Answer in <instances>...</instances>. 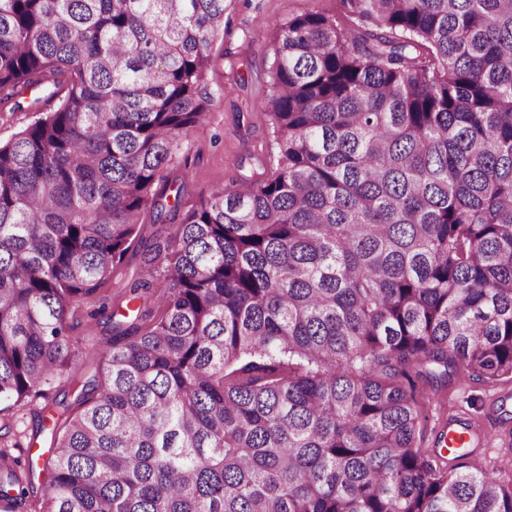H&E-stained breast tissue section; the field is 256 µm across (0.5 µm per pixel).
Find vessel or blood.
Here are the masks:
<instances>
[{
	"label": "vessel or blood",
	"instance_id": "vessel-or-blood-1",
	"mask_svg": "<svg viewBox=\"0 0 512 512\" xmlns=\"http://www.w3.org/2000/svg\"><path fill=\"white\" fill-rule=\"evenodd\" d=\"M507 401L505 395H494L488 408V423L484 426L458 415L449 416L440 423L437 432L441 448L455 459L484 456L489 447L487 430L491 427L497 430L502 447H511L512 426L500 419V409Z\"/></svg>",
	"mask_w": 512,
	"mask_h": 512
}]
</instances>
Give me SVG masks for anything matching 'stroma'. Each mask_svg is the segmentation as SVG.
Masks as SVG:
<instances>
[{
	"mask_svg": "<svg viewBox=\"0 0 512 512\" xmlns=\"http://www.w3.org/2000/svg\"><path fill=\"white\" fill-rule=\"evenodd\" d=\"M310 10L334 14L340 10V0H225L224 36L210 48L209 66L201 84L207 100L206 121L184 134L176 157L165 171L170 181L182 184L183 205H192L215 188L238 187L244 180L267 172L276 162L278 148L266 112L274 27ZM19 100L20 110L0 112L1 143L55 111L62 98L44 91L37 96L22 93ZM174 227L170 218L144 211L124 261L93 297L68 313L69 333L79 342L85 375L104 369V349L112 337V324L106 315L125 309L130 286L154 257V243L167 237ZM418 388L428 415L423 445L429 448L440 417L463 414L484 420L492 392L512 393V381L484 382L458 370L449 375L446 384L439 386L422 378ZM71 393V387L58 380L47 387L45 396L29 398L27 404L0 403V419L12 424L4 439L12 447V456L28 455L27 444L35 428L33 411L43 406L45 397L61 398Z\"/></svg>",
	"mask_w": 512,
	"mask_h": 512,
	"instance_id": "obj_1",
	"label": "stroma"
}]
</instances>
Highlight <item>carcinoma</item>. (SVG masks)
I'll return each instance as SVG.
<instances>
[{"label": "carcinoma", "instance_id": "carcinoma-1", "mask_svg": "<svg viewBox=\"0 0 512 512\" xmlns=\"http://www.w3.org/2000/svg\"><path fill=\"white\" fill-rule=\"evenodd\" d=\"M277 26L267 178L165 239L100 381L67 315L159 208L224 0H0V401L37 414L45 512H512V475L425 450L407 371L512 379V0H342ZM37 462L8 468L26 495ZM51 90L33 95V92H23L18 100L22 103L21 110L14 112H0V142L2 144L8 142L18 132L26 129L37 121L40 117L47 115L49 112L55 111L61 104L64 93L50 97ZM41 97L37 104L29 106L35 97ZM154 265L158 272L154 273L155 277L152 280V288H149L144 293L140 290L139 293L144 295V299L138 300L136 303H144L146 309H150L154 314H159L169 290L168 283L163 275V269L161 268L163 262L160 259H155Z\"/></svg>", "mask_w": 512, "mask_h": 512}]
</instances>
